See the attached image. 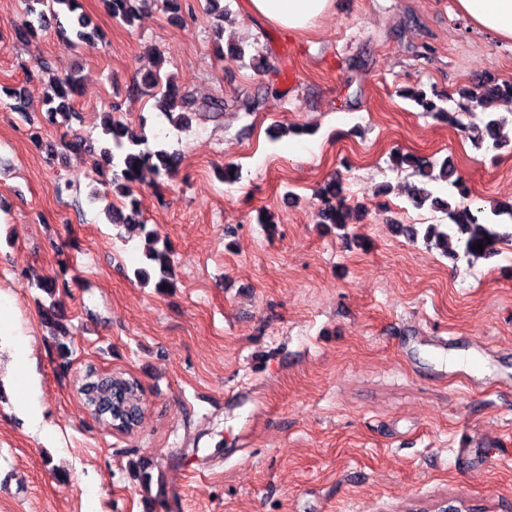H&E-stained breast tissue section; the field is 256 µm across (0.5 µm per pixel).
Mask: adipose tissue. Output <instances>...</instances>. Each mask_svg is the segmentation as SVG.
I'll use <instances>...</instances> for the list:
<instances>
[{
  "mask_svg": "<svg viewBox=\"0 0 512 512\" xmlns=\"http://www.w3.org/2000/svg\"><path fill=\"white\" fill-rule=\"evenodd\" d=\"M247 5L251 16L298 34L335 15L337 0H247ZM456 9L477 28L512 43V0H456Z\"/></svg>",
  "mask_w": 512,
  "mask_h": 512,
  "instance_id": "1",
  "label": "adipose tissue"
}]
</instances>
